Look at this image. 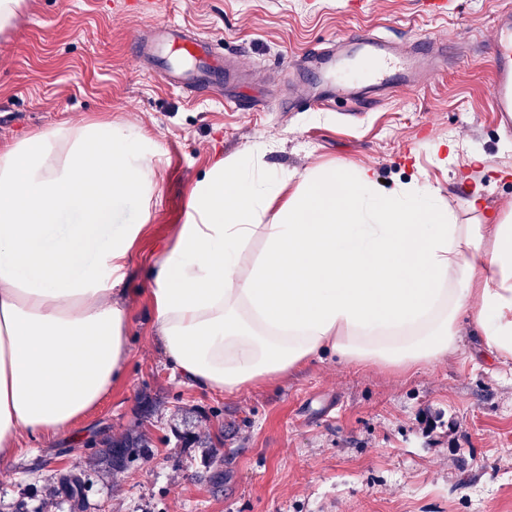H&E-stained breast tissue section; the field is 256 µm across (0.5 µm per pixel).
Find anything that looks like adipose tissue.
<instances>
[{
    "label": "adipose tissue",
    "mask_w": 512,
    "mask_h": 512,
    "mask_svg": "<svg viewBox=\"0 0 512 512\" xmlns=\"http://www.w3.org/2000/svg\"><path fill=\"white\" fill-rule=\"evenodd\" d=\"M135 127L60 123L0 149V459L23 437L68 439L130 356L121 285L143 227L118 208L159 183ZM291 179L216 160L149 270L153 328L180 379L233 393L316 358L405 373L476 333L472 355L512 361V215L458 223L426 182L380 189L370 169ZM259 252L251 264L242 258Z\"/></svg>",
    "instance_id": "ef3b65f1"
}]
</instances>
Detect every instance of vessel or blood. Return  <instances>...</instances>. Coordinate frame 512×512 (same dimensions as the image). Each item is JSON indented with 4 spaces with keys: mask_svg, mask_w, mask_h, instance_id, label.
<instances>
[{
    "mask_svg": "<svg viewBox=\"0 0 512 512\" xmlns=\"http://www.w3.org/2000/svg\"><path fill=\"white\" fill-rule=\"evenodd\" d=\"M152 31L150 39L131 34V44L143 63L172 87L199 97L220 95L240 71L237 62L226 61L186 28L163 21ZM446 50V41H422L414 51L401 53L382 34L353 33L317 49L316 63L306 71V85L296 87L288 106L299 110L392 88L412 90L420 74ZM485 52L493 68V108L512 130V0H503Z\"/></svg>",
    "mask_w": 512,
    "mask_h": 512,
    "instance_id": "vessel-or-blood-1",
    "label": "vessel or blood"
}]
</instances>
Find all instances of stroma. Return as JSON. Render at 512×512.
<instances>
[{
  "instance_id": "obj_1",
  "label": "stroma",
  "mask_w": 512,
  "mask_h": 512,
  "mask_svg": "<svg viewBox=\"0 0 512 512\" xmlns=\"http://www.w3.org/2000/svg\"><path fill=\"white\" fill-rule=\"evenodd\" d=\"M25 0L0 34V146L50 126L109 119L136 126L154 152L160 190L128 261L131 354L124 379L81 421L75 440L23 439L0 463V512H73L60 474L93 486L80 512H512V362L453 353L394 374L314 360L234 393L192 387L158 349L147 274L187 219L194 183L216 158L253 152L266 167L371 168L388 186L433 185L460 223L480 191L512 212V136L490 97L483 53L499 0H448L433 18L418 0ZM166 19L190 27L271 84L322 43L375 29L396 43L444 37L448 60L414 92L364 106L291 112L261 88L234 90L257 109L197 98L147 72L129 36ZM451 141L447 160L432 150ZM149 439L150 459L106 471L103 441ZM224 479L206 478L202 444Z\"/></svg>"
}]
</instances>
